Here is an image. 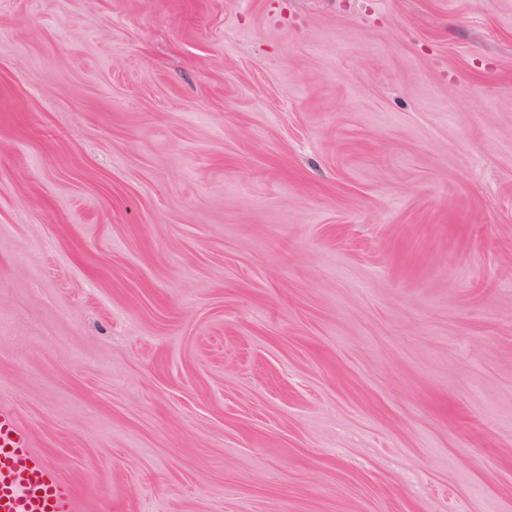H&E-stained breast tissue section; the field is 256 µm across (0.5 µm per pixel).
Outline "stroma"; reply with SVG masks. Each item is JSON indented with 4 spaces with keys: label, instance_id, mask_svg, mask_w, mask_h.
I'll return each instance as SVG.
<instances>
[{
    "label": "stroma",
    "instance_id": "35a3bbf8",
    "mask_svg": "<svg viewBox=\"0 0 512 512\" xmlns=\"http://www.w3.org/2000/svg\"><path fill=\"white\" fill-rule=\"evenodd\" d=\"M0 405L82 512H512V0H0Z\"/></svg>",
    "mask_w": 512,
    "mask_h": 512
}]
</instances>
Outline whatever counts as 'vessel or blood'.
<instances>
[{"instance_id": "b4317fda", "label": "vessel or blood", "mask_w": 512, "mask_h": 512, "mask_svg": "<svg viewBox=\"0 0 512 512\" xmlns=\"http://www.w3.org/2000/svg\"><path fill=\"white\" fill-rule=\"evenodd\" d=\"M0 512H80L74 486L46 466L16 416L1 408Z\"/></svg>"}]
</instances>
